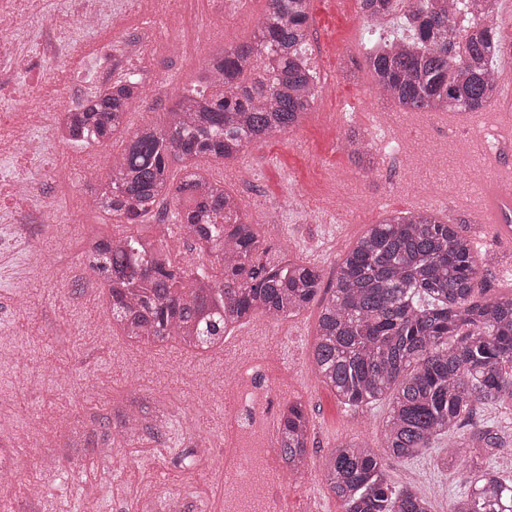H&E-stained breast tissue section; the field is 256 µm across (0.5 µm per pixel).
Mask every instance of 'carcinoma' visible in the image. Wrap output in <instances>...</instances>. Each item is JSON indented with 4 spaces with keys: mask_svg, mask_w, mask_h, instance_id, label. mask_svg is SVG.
Returning <instances> with one entry per match:
<instances>
[{
    "mask_svg": "<svg viewBox=\"0 0 512 512\" xmlns=\"http://www.w3.org/2000/svg\"><path fill=\"white\" fill-rule=\"evenodd\" d=\"M265 2L247 39L209 57V86L185 90L163 124L138 127L108 171L94 174L98 209L124 225L172 202L197 259L183 263L163 239L139 230L87 225L98 244L86 259L109 288L112 321L131 339L176 336L209 349L224 342L228 327L258 315L296 316L322 292L311 357L319 378L354 410L391 395L385 448L397 459L460 432L485 465L471 467L449 512H512V477L491 464L508 444L499 427L474 421L481 406L512 398V295L482 296V259L462 227L429 210L388 215L345 252L325 284L318 267L261 239L224 181L190 168L171 177L172 163L192 158L235 163L250 143L290 131L311 108L319 77L306 53L309 0ZM357 2L367 23L365 64L376 91L400 110L474 113L503 95L495 77L508 50L499 0ZM141 81L131 71L94 91L83 111L64 119L66 141L113 144L130 125ZM344 145L372 169L360 130L348 131ZM110 429L101 419L99 430ZM97 431H75L71 441L95 446ZM278 431L288 471H302L310 431L302 404H288ZM325 480L344 512H430L425 496L389 485L364 441L337 443Z\"/></svg>",
    "mask_w": 512,
    "mask_h": 512,
    "instance_id": "carcinoma-1",
    "label": "carcinoma"
}]
</instances>
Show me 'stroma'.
Segmentation results:
<instances>
[{
  "label": "stroma",
  "instance_id": "35a3bbf8",
  "mask_svg": "<svg viewBox=\"0 0 512 512\" xmlns=\"http://www.w3.org/2000/svg\"><path fill=\"white\" fill-rule=\"evenodd\" d=\"M330 13L325 0H310L311 40L307 55L320 79L314 102L299 126L249 145L235 170L222 161L198 159L210 173L223 176L260 227L265 242L288 250L333 276L347 246L388 214L433 211L443 222L462 225L486 260L495 295L512 293V237L496 225L472 224L456 191H444L442 178L460 186L494 185L478 177L472 143L473 124L449 125L444 112L425 121L398 120L395 131L378 128L373 113H395L390 101L373 93L360 58L364 23L357 0ZM263 9L252 0L247 15L217 21L215 39L197 58L165 60L143 55L124 61L139 70L143 90L156 99L147 112L133 115V126L161 124L168 110L194 83L210 52L248 38L252 20ZM364 130L375 168L364 173L341 150L349 128ZM396 136L423 152L417 175L403 157L384 153ZM82 186L59 180L49 188L51 219L27 216L13 226L0 222V439L20 448L18 467L0 487V512H137L145 497L175 495L189 512H224V481L208 464L224 453V384L206 381L220 363L223 348L192 352L177 340L154 345L133 342L111 324L104 289L93 287L82 268L85 225L112 218L95 208L82 209ZM31 285L16 287L21 277ZM319 303L280 321L259 316L238 329L268 352L273 372L284 379L282 398L301 401L311 420L305 477L287 479L282 492L290 512H342L330 492L324 463L337 441L356 438L382 449L388 400L352 410L311 370V350ZM96 383L89 393L86 383ZM142 407L145 426L120 446L112 460L88 448L73 455L64 445L71 430L93 428L99 418L116 417L126 405ZM458 438L419 458L384 457L391 485H414L428 497L431 512L448 505L470 467L469 451ZM61 454L59 469L44 468L40 452ZM45 488L29 505L27 486Z\"/></svg>",
  "mask_w": 512,
  "mask_h": 512
}]
</instances>
